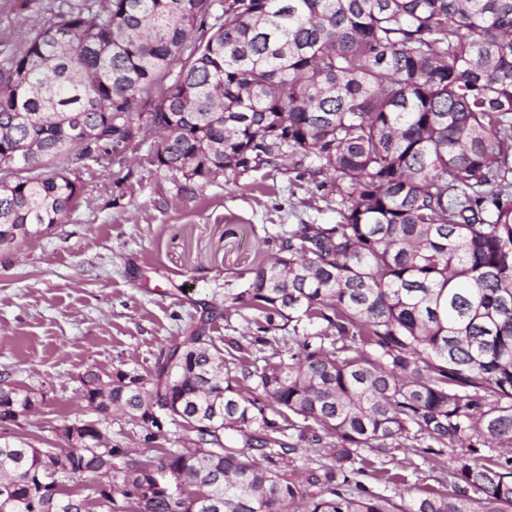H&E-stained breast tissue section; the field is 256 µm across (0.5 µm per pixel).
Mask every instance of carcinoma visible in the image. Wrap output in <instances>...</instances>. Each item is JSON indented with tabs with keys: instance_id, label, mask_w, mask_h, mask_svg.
Returning <instances> with one entry per match:
<instances>
[{
	"instance_id": "obj_1",
	"label": "carcinoma",
	"mask_w": 512,
	"mask_h": 512,
	"mask_svg": "<svg viewBox=\"0 0 512 512\" xmlns=\"http://www.w3.org/2000/svg\"><path fill=\"white\" fill-rule=\"evenodd\" d=\"M135 112L185 190L309 159L336 223L252 269L249 344L193 329L151 378L85 373L142 451L112 447L108 415L67 448L0 442V512H512V0L69 4L0 77V248L66 218L61 156L137 142ZM289 325L287 356L250 359ZM35 402L0 385V407ZM156 404L195 438L155 447ZM330 429L325 463L291 465ZM363 448L446 455L451 488L414 495Z\"/></svg>"
}]
</instances>
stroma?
I'll return each mask as SVG.
<instances>
[{
    "mask_svg": "<svg viewBox=\"0 0 512 512\" xmlns=\"http://www.w3.org/2000/svg\"><path fill=\"white\" fill-rule=\"evenodd\" d=\"M61 0H0V70L53 20ZM154 136L64 165L82 194L60 224L0 251V380L37 394L34 410L0 422V439L62 448L64 418L81 413V377L122 369L149 377L156 359L208 306L216 345L255 332L256 311L224 301L300 224H332L325 174L246 171L190 193L151 163ZM363 456L405 474L414 493L450 483L448 466L401 448Z\"/></svg>",
    "mask_w": 512,
    "mask_h": 512,
    "instance_id": "35a3bbf8",
    "label": "stroma"
}]
</instances>
